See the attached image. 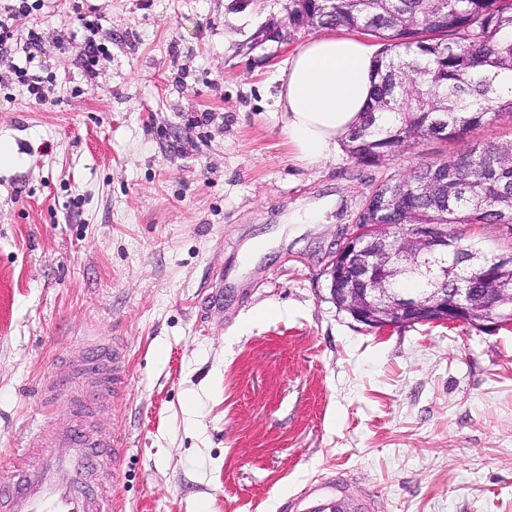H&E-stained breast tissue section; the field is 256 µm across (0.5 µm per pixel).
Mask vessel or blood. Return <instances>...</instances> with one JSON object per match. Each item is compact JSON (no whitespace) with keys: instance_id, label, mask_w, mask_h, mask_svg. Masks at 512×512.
Returning <instances> with one entry per match:
<instances>
[{"instance_id":"obj_1","label":"vessel or blood","mask_w":512,"mask_h":512,"mask_svg":"<svg viewBox=\"0 0 512 512\" xmlns=\"http://www.w3.org/2000/svg\"><path fill=\"white\" fill-rule=\"evenodd\" d=\"M126 380V354L112 340L95 341L78 356L61 361L42 395L64 399L71 425L52 429L42 440L15 455L11 470H0V512H112L107 497L110 477L104 459L120 462L128 441L120 431L108 436L88 432L84 424L103 413L99 398L119 395ZM288 512H375L374 495L355 500L345 480L314 485L289 500Z\"/></svg>"}]
</instances>
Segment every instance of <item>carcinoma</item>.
<instances>
[{
  "label": "carcinoma",
  "mask_w": 512,
  "mask_h": 512,
  "mask_svg": "<svg viewBox=\"0 0 512 512\" xmlns=\"http://www.w3.org/2000/svg\"><path fill=\"white\" fill-rule=\"evenodd\" d=\"M318 30L361 31L385 40L378 54L377 82L366 113L346 144L361 158L399 146L407 134L426 135L442 128L448 137L489 122L512 118V0H336V13L309 15ZM433 38L419 41L422 34ZM415 87L402 103L397 90ZM470 161L464 180L448 188L450 224H495L512 216V142L475 144L460 156ZM432 202L413 197L394 223L422 222Z\"/></svg>",
  "instance_id": "1"
}]
</instances>
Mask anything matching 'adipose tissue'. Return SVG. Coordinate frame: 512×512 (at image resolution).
Segmentation results:
<instances>
[{
  "label": "adipose tissue",
  "instance_id": "1",
  "mask_svg": "<svg viewBox=\"0 0 512 512\" xmlns=\"http://www.w3.org/2000/svg\"><path fill=\"white\" fill-rule=\"evenodd\" d=\"M376 80L371 46L324 33L304 43L281 69L275 115L301 163L335 156L370 102Z\"/></svg>",
  "mask_w": 512,
  "mask_h": 512
}]
</instances>
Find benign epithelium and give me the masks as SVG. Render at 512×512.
<instances>
[{
    "label": "benign epithelium",
    "mask_w": 512,
    "mask_h": 512,
    "mask_svg": "<svg viewBox=\"0 0 512 512\" xmlns=\"http://www.w3.org/2000/svg\"><path fill=\"white\" fill-rule=\"evenodd\" d=\"M444 191L438 175L416 187L405 179L376 185L354 221L342 232L326 266L333 301L342 303L355 320L375 329L405 324H464L479 329L512 324V277H501L497 266H512V251L489 255L471 247L459 252L465 281L448 287V248L454 244L445 220L428 224L388 222L400 202ZM400 272L429 282L410 294L388 288Z\"/></svg>",
    "instance_id": "benign-epithelium-1"
}]
</instances>
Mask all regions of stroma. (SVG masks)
I'll return each instance as SVG.
<instances>
[{"mask_svg": "<svg viewBox=\"0 0 512 512\" xmlns=\"http://www.w3.org/2000/svg\"><path fill=\"white\" fill-rule=\"evenodd\" d=\"M19 5L0 0V465L67 420L39 388L109 336L128 369L108 402L129 438L117 512H282L345 473L378 512H512V327L372 329L325 273L374 185L512 121L306 166L274 114L315 35L288 0Z\"/></svg>", "mask_w": 512, "mask_h": 512, "instance_id": "obj_1", "label": "stroma"}]
</instances>
